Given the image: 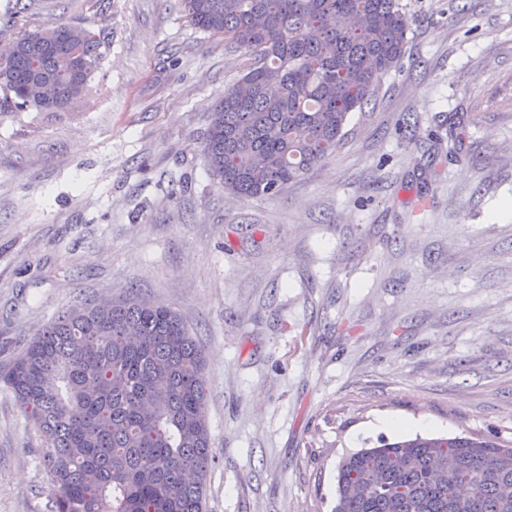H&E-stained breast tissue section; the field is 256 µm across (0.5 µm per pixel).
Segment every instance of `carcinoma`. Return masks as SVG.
<instances>
[{
    "label": "carcinoma",
    "instance_id": "1",
    "mask_svg": "<svg viewBox=\"0 0 512 512\" xmlns=\"http://www.w3.org/2000/svg\"><path fill=\"white\" fill-rule=\"evenodd\" d=\"M194 27L254 63L211 113L207 168L239 198H272L336 152L352 112L406 53L400 0H182ZM91 25L15 39L0 90L60 112L101 60ZM57 85L53 106L41 86ZM204 356L177 309L125 291L59 314L0 382L40 435L55 512H205ZM333 512H512V446L417 434L344 455Z\"/></svg>",
    "mask_w": 512,
    "mask_h": 512
}]
</instances>
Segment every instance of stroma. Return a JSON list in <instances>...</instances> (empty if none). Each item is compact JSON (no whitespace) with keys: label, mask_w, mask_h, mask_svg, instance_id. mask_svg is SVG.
<instances>
[{"label":"stroma","mask_w":512,"mask_h":512,"mask_svg":"<svg viewBox=\"0 0 512 512\" xmlns=\"http://www.w3.org/2000/svg\"><path fill=\"white\" fill-rule=\"evenodd\" d=\"M400 2L403 65L346 141L240 199L201 145L243 49L181 0H0V46L89 22L102 53L65 111L0 108V369L72 305L176 306L206 512H331L340 458L383 437L512 442V0ZM43 454L0 385V512H53Z\"/></svg>","instance_id":"stroma-1"}]
</instances>
